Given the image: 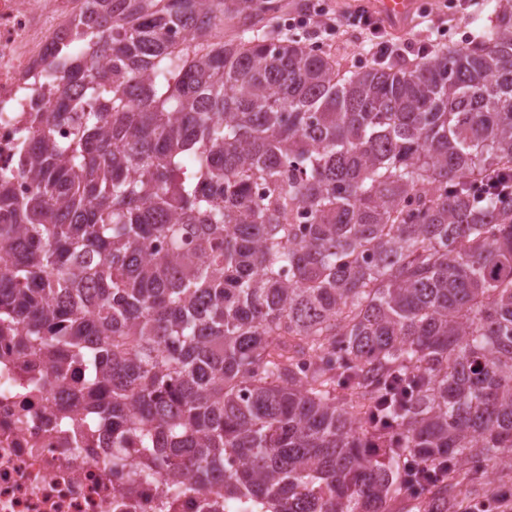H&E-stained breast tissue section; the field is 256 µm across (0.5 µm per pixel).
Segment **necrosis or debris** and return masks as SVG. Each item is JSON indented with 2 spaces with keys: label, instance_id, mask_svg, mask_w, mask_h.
I'll use <instances>...</instances> for the list:
<instances>
[{
  "label": "necrosis or debris",
  "instance_id": "4bbe7bcc",
  "mask_svg": "<svg viewBox=\"0 0 512 512\" xmlns=\"http://www.w3.org/2000/svg\"><path fill=\"white\" fill-rule=\"evenodd\" d=\"M103 0H0V171L16 194L29 180L16 168V142L33 107L53 109L62 85L47 65L71 44L76 24ZM83 365L57 370L50 360L0 336V512H262L253 502L225 506L210 487L182 473L167 483L112 467V451L86 423L75 393Z\"/></svg>",
  "mask_w": 512,
  "mask_h": 512
}]
</instances>
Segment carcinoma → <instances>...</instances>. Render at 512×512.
Listing matches in <instances>:
<instances>
[{
	"mask_svg": "<svg viewBox=\"0 0 512 512\" xmlns=\"http://www.w3.org/2000/svg\"><path fill=\"white\" fill-rule=\"evenodd\" d=\"M275 6L112 0L105 64L49 62L80 94L29 113L31 192L0 175V332L86 364L137 477L386 512L446 460L421 491L452 512L463 467L512 462V196L475 189L512 176V0L473 43L346 71L255 32Z\"/></svg>",
	"mask_w": 512,
	"mask_h": 512,
	"instance_id": "1",
	"label": "carcinoma"
}]
</instances>
